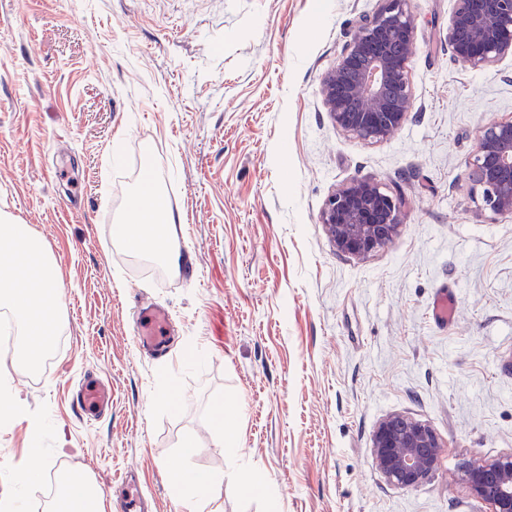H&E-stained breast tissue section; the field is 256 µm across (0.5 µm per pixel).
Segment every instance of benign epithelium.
I'll use <instances>...</instances> for the list:
<instances>
[{
	"mask_svg": "<svg viewBox=\"0 0 512 512\" xmlns=\"http://www.w3.org/2000/svg\"><path fill=\"white\" fill-rule=\"evenodd\" d=\"M410 0H381L349 34L336 67L321 81L326 110L336 127L363 140L386 141L414 107L407 62L415 51ZM448 49L470 69L512 56V0H455ZM472 181L483 206L512 213V119L482 129ZM401 196L370 179L354 180L325 203L320 220L342 254L366 257L388 245L401 224ZM373 461L388 483L413 488L438 470L442 446L425 423L396 414L378 426ZM462 480L490 512H512V453L461 468Z\"/></svg>",
	"mask_w": 512,
	"mask_h": 512,
	"instance_id": "7a95c632",
	"label": "benign epithelium"
}]
</instances>
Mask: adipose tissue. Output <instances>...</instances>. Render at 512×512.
Wrapping results in <instances>:
<instances>
[{"instance_id":"1","label":"adipose tissue","mask_w":512,"mask_h":512,"mask_svg":"<svg viewBox=\"0 0 512 512\" xmlns=\"http://www.w3.org/2000/svg\"><path fill=\"white\" fill-rule=\"evenodd\" d=\"M133 223L117 224L113 236L122 245L169 270L180 265L176 244L178 215L160 206L156 189L142 184L132 198ZM0 308L8 309L18 329L15 360L35 369L50 348L60 311L58 274L48 260L43 243L27 225L0 221ZM59 512H106L103 492L82 475L61 484Z\"/></svg>"}]
</instances>
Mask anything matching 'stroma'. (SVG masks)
I'll return each mask as SVG.
<instances>
[{"mask_svg": "<svg viewBox=\"0 0 512 512\" xmlns=\"http://www.w3.org/2000/svg\"><path fill=\"white\" fill-rule=\"evenodd\" d=\"M379 5L0 0V216L51 252L64 336L34 372L0 350V386L26 410L0 421V502L39 418L51 467L24 512L64 472L121 512L130 469L154 512H186L181 468L223 472L205 512H489L459 466L512 452V214L484 209L469 171L478 130L512 118V57L466 68L446 40L454 0H411L415 107L387 141L359 139L330 120L321 79ZM145 176L183 217L185 273L135 269L113 239ZM355 179L403 198L394 241L360 259L320 222ZM441 288L457 297L445 326ZM140 299L171 313L164 358L136 345ZM89 370L112 388L98 418L75 402ZM394 414L443 446L411 489L372 458ZM456 306L457 300L455 294L450 290L441 291L433 311L435 322L443 325L452 322L455 316Z\"/></svg>", "mask_w": 512, "mask_h": 512, "instance_id": "stroma-1", "label": "stroma"}]
</instances>
